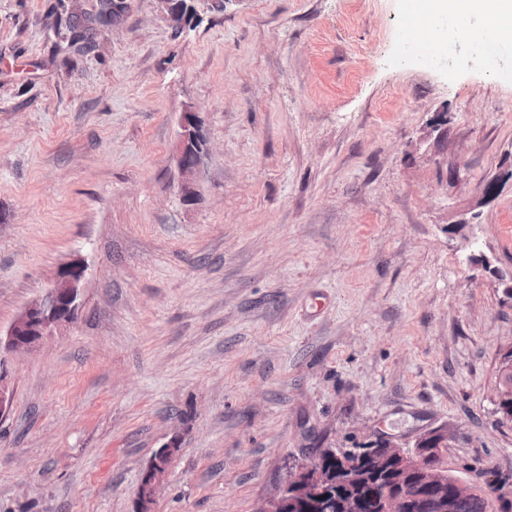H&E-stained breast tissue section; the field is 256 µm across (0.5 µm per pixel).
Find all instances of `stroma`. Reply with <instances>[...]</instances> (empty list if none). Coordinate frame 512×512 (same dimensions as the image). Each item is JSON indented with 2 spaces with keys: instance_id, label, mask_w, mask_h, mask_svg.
Here are the masks:
<instances>
[{
  "instance_id": "35a3bbf8",
  "label": "stroma",
  "mask_w": 512,
  "mask_h": 512,
  "mask_svg": "<svg viewBox=\"0 0 512 512\" xmlns=\"http://www.w3.org/2000/svg\"><path fill=\"white\" fill-rule=\"evenodd\" d=\"M0 0V325L74 261V322L6 361L0 512H254L288 466L452 429L449 469L512 512V71L402 61L403 0ZM211 144L195 204L179 120ZM458 179H450V171ZM491 268L477 262L479 255ZM192 2L191 0H158L161 12L171 26L179 32L191 27L195 20V18L190 20V16L194 15V10L190 9ZM121 15H112V11L109 13L104 12V8H101L99 14L95 18L87 16L80 10L78 5H75L71 9L67 16L65 23L74 33V41L80 42L87 39L90 35V31L95 29V26H109L112 25V20L119 18ZM179 127L172 158L178 173L181 199L184 204L191 205L198 196L210 143L200 112H182ZM497 370L503 376L512 374V343L505 346L499 352ZM504 385L507 388L500 390L498 386L494 392V403L496 413L499 414V419L502 423H512V376L508 375L504 380ZM510 387V388H508ZM511 393V394H510ZM180 448L176 439L161 447L143 473L135 512H152L160 488L164 484L170 462Z\"/></svg>"
}]
</instances>
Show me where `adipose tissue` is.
<instances>
[{"instance_id":"ef3b65f1","label":"adipose tissue","mask_w":512,"mask_h":512,"mask_svg":"<svg viewBox=\"0 0 512 512\" xmlns=\"http://www.w3.org/2000/svg\"><path fill=\"white\" fill-rule=\"evenodd\" d=\"M411 15L427 20L445 37L455 38L468 32L472 46H480L484 34L477 21L489 17L497 20L500 27L497 39L503 45L501 62L512 66V0H406Z\"/></svg>"}]
</instances>
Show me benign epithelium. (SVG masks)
<instances>
[{
	"mask_svg": "<svg viewBox=\"0 0 512 512\" xmlns=\"http://www.w3.org/2000/svg\"><path fill=\"white\" fill-rule=\"evenodd\" d=\"M161 12L177 31L191 27L190 0H158ZM179 133L173 150L181 199L196 201L204 174L210 143L201 113H181ZM85 268L78 264L62 267L51 288L27 305L6 328L0 326V354L27 352L36 348L55 328L73 321L80 307L81 282ZM496 413L503 423H512V389H495ZM13 404V388L0 357V421ZM452 432L438 426L419 434L413 446L404 448L392 436L379 435L363 448H318L288 471L279 491L262 500L254 512H297L329 497L336 512H360L359 501L339 490L343 484L360 483L373 476L382 483L377 500L380 512H457L459 504L474 495L473 484L457 480L452 491L444 490V468L434 462L448 445ZM180 448L177 440L161 447L143 473L135 512H153L170 462Z\"/></svg>",
	"mask_w": 512,
	"mask_h": 512,
	"instance_id": "1",
	"label": "benign epithelium"
}]
</instances>
